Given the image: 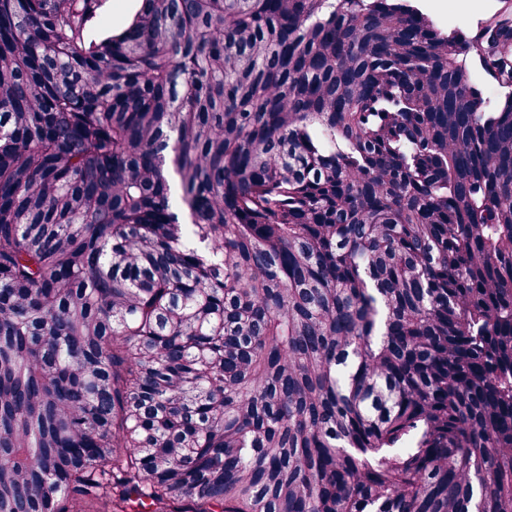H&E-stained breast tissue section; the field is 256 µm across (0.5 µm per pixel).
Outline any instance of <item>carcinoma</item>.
I'll list each match as a JSON object with an SVG mask.
<instances>
[{"mask_svg":"<svg viewBox=\"0 0 512 512\" xmlns=\"http://www.w3.org/2000/svg\"><path fill=\"white\" fill-rule=\"evenodd\" d=\"M0 0V512H512V12ZM470 60V70L471 72L474 69H477L482 74V81L476 82V86L481 92L482 98L485 101V104L489 110L497 109L504 101L505 95L508 92V89L501 88L496 82L487 78L482 71L478 67V62L472 58V55H469ZM494 98V102L490 103V99Z\"/></svg>","mask_w":512,"mask_h":512,"instance_id":"cac0c4a2","label":"carcinoma"}]
</instances>
